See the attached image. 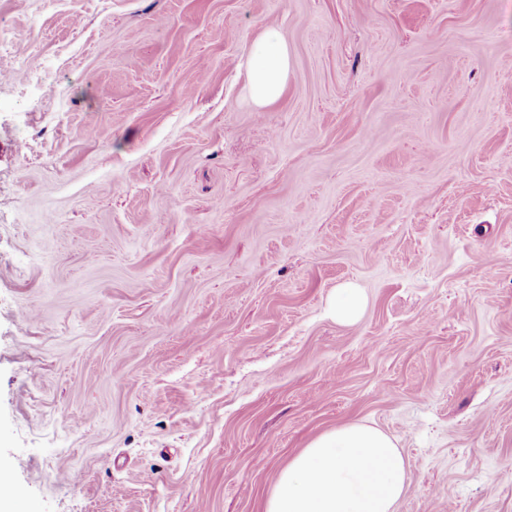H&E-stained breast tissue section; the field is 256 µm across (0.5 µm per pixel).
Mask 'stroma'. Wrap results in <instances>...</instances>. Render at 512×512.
<instances>
[{
    "label": "stroma",
    "mask_w": 512,
    "mask_h": 512,
    "mask_svg": "<svg viewBox=\"0 0 512 512\" xmlns=\"http://www.w3.org/2000/svg\"><path fill=\"white\" fill-rule=\"evenodd\" d=\"M350 421L512 512V0H0V512H263ZM288 66V44L280 29L264 28L252 45L247 65L248 87L257 105H270L282 95ZM362 288L355 282H345L336 290L328 306L329 314L342 324L355 323L364 308Z\"/></svg>",
    "instance_id": "obj_1"
}]
</instances>
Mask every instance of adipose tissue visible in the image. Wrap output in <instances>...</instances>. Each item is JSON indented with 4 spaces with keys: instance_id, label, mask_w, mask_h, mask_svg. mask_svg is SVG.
<instances>
[{
    "instance_id": "adipose-tissue-1",
    "label": "adipose tissue",
    "mask_w": 512,
    "mask_h": 512,
    "mask_svg": "<svg viewBox=\"0 0 512 512\" xmlns=\"http://www.w3.org/2000/svg\"><path fill=\"white\" fill-rule=\"evenodd\" d=\"M288 44L279 28L254 41L248 87L260 106L283 93ZM408 487L395 440L376 426L351 421L312 439L280 472L263 512H396Z\"/></svg>"
}]
</instances>
